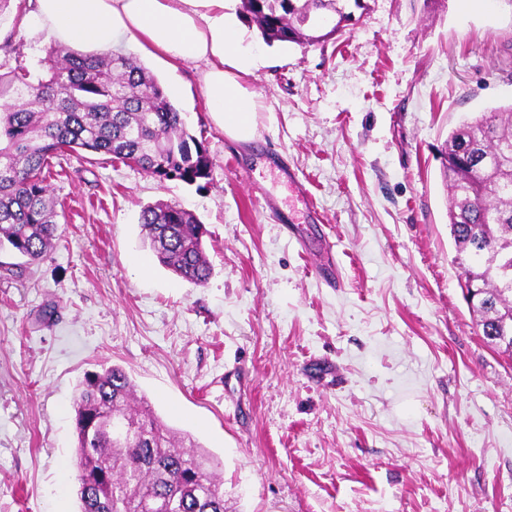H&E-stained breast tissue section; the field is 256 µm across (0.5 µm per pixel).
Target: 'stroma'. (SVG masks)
<instances>
[{
  "label": "stroma",
  "mask_w": 512,
  "mask_h": 512,
  "mask_svg": "<svg viewBox=\"0 0 512 512\" xmlns=\"http://www.w3.org/2000/svg\"><path fill=\"white\" fill-rule=\"evenodd\" d=\"M228 8L261 59L258 139L215 126L201 66L124 44L204 142L209 184L71 158L53 248L10 272L0 254V512H78L75 388L104 365L220 461L226 512H512V359L463 298L438 158L512 104V0H364L307 47ZM46 48L0 12V73ZM160 200L206 227V283L145 241Z\"/></svg>",
  "instance_id": "stroma-1"
}]
</instances>
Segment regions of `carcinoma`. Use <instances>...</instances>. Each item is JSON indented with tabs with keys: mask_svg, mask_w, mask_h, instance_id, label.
<instances>
[{
	"mask_svg": "<svg viewBox=\"0 0 512 512\" xmlns=\"http://www.w3.org/2000/svg\"><path fill=\"white\" fill-rule=\"evenodd\" d=\"M348 0H241L263 41L319 45L352 16ZM0 251L40 260L56 237L48 180L83 152L134 165L160 182L212 176L203 142L156 77L132 55L53 45L37 67L0 73ZM448 225L459 286L487 345L512 356V105L448 136ZM139 223L159 262L201 285L212 274L206 229L177 203L142 207ZM119 366L87 375L75 399L80 512H224L223 481L207 453L183 446Z\"/></svg>",
	"mask_w": 512,
	"mask_h": 512,
	"instance_id": "1",
	"label": "carcinoma"
}]
</instances>
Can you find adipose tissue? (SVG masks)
<instances>
[{
    "label": "adipose tissue",
    "instance_id": "ef3b65f1",
    "mask_svg": "<svg viewBox=\"0 0 512 512\" xmlns=\"http://www.w3.org/2000/svg\"><path fill=\"white\" fill-rule=\"evenodd\" d=\"M228 0H36L37 25L45 42L80 51H112L138 42L170 62L202 65V91L214 124L230 140L257 137L263 107L241 76L252 74L255 56L243 47Z\"/></svg>",
    "mask_w": 512,
    "mask_h": 512
}]
</instances>
